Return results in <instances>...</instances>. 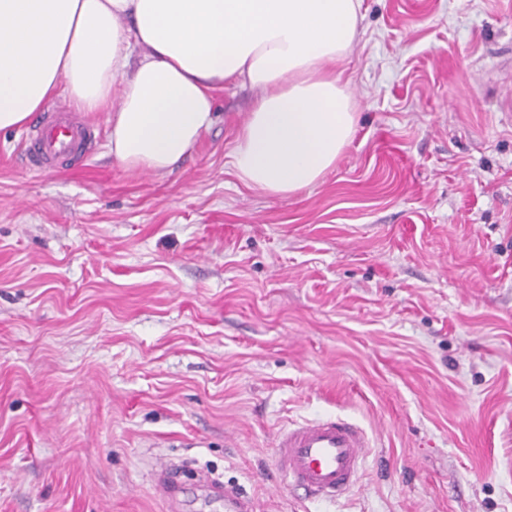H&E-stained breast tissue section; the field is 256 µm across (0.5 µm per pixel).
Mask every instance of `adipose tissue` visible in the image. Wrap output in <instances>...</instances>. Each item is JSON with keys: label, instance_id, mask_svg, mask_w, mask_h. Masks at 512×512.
Instances as JSON below:
<instances>
[{"label": "adipose tissue", "instance_id": "1", "mask_svg": "<svg viewBox=\"0 0 512 512\" xmlns=\"http://www.w3.org/2000/svg\"><path fill=\"white\" fill-rule=\"evenodd\" d=\"M361 0H0V131L59 95L104 112L127 169L169 172L214 123L213 96L249 87L231 153L267 195L308 189L355 131L336 66L358 40Z\"/></svg>", "mask_w": 512, "mask_h": 512}]
</instances>
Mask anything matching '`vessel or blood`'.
Returning a JSON list of instances; mask_svg holds the SVG:
<instances>
[{"label":"vessel or blood","instance_id":"b4317fda","mask_svg":"<svg viewBox=\"0 0 512 512\" xmlns=\"http://www.w3.org/2000/svg\"><path fill=\"white\" fill-rule=\"evenodd\" d=\"M95 131L84 116L58 104L42 114L21 139L20 153L34 170L53 169L72 158L87 157ZM370 441L357 426L342 419L306 421L279 433L276 440L278 492L301 490L311 499H333L347 492L365 471ZM156 493L182 512L183 478L180 470L160 467L152 474ZM208 501L220 512H253V503L240 489L204 476Z\"/></svg>","mask_w":512,"mask_h":512}]
</instances>
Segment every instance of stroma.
<instances>
[{
	"label": "stroma",
	"mask_w": 512,
	"mask_h": 512,
	"mask_svg": "<svg viewBox=\"0 0 512 512\" xmlns=\"http://www.w3.org/2000/svg\"><path fill=\"white\" fill-rule=\"evenodd\" d=\"M357 124L290 196L230 154L254 93L167 174L100 138L36 171L0 131V512H169L188 459L254 512H512V0H362ZM371 438L337 500L277 492L289 424ZM152 483L156 493L170 505L172 512L183 509V478L181 470L171 466L158 467L152 473Z\"/></svg>",
	"instance_id": "1"
}]
</instances>
